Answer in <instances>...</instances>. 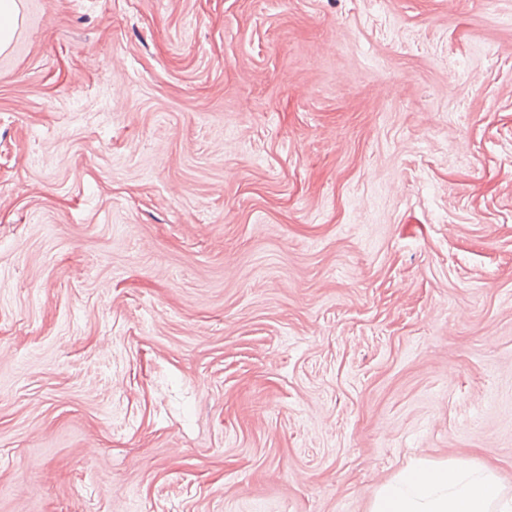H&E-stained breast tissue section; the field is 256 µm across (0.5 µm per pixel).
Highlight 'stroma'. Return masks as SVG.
I'll use <instances>...</instances> for the list:
<instances>
[{"mask_svg":"<svg viewBox=\"0 0 512 512\" xmlns=\"http://www.w3.org/2000/svg\"><path fill=\"white\" fill-rule=\"evenodd\" d=\"M0 512L512 498V0H20ZM486 469L419 465L378 490L371 512H511Z\"/></svg>","mask_w":512,"mask_h":512,"instance_id":"obj_1","label":"stroma"}]
</instances>
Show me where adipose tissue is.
Instances as JSON below:
<instances>
[{
  "label": "adipose tissue",
  "mask_w": 512,
  "mask_h": 512,
  "mask_svg": "<svg viewBox=\"0 0 512 512\" xmlns=\"http://www.w3.org/2000/svg\"><path fill=\"white\" fill-rule=\"evenodd\" d=\"M372 512H512L486 469L419 465L378 490Z\"/></svg>",
  "instance_id": "ef3b65f1"
}]
</instances>
